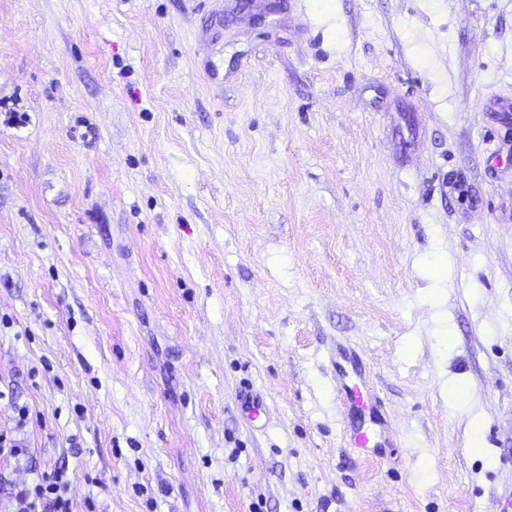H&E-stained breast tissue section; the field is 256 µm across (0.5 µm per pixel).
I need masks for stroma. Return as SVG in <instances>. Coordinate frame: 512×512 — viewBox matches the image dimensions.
Wrapping results in <instances>:
<instances>
[{
  "mask_svg": "<svg viewBox=\"0 0 512 512\" xmlns=\"http://www.w3.org/2000/svg\"><path fill=\"white\" fill-rule=\"evenodd\" d=\"M482 99L512 102V0H0V512L59 468L73 512H493L512 125Z\"/></svg>",
  "mask_w": 512,
  "mask_h": 512,
  "instance_id": "35a3bbf8",
  "label": "stroma"
}]
</instances>
